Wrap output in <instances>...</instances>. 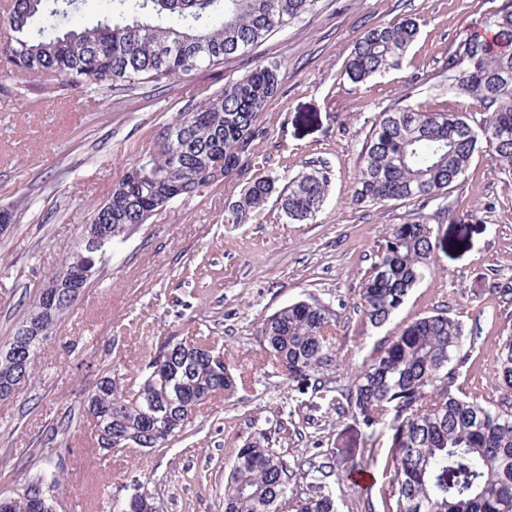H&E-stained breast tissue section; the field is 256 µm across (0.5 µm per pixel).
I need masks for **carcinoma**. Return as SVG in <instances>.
Here are the masks:
<instances>
[{"mask_svg": "<svg viewBox=\"0 0 512 512\" xmlns=\"http://www.w3.org/2000/svg\"><path fill=\"white\" fill-rule=\"evenodd\" d=\"M96 26L66 27L77 0H14L0 48L29 77L52 73L67 88L124 93L173 79H191L202 69L250 56L269 36L313 12L319 0H106ZM496 45L461 40L448 58V87L480 101L489 117L476 132L469 120L450 112L389 108L381 113L363 148L356 200L372 205L415 201L424 207L448 199L464 175L480 141L495 151L499 168L512 178V0L487 19ZM418 34L417 23L373 24L356 42L347 62L349 79L360 84L399 67ZM279 89L278 67L262 61L239 80L203 101L187 104L163 129L156 148L143 154L85 221L109 230L113 224H145L173 203L194 196L212 182V157L224 154V173L237 169L262 134L255 121ZM323 171L303 173L282 184L277 178L254 181L232 204L244 221L276 197L291 221L319 211L328 188ZM138 191H131L132 186ZM433 229L417 213L384 233L378 260L370 268L356 308L373 325L385 324L428 269ZM67 309L49 315L42 337L28 344L36 353ZM333 309L317 300L284 306L260 326L266 350L288 376L321 377L335 365L341 349L330 328ZM463 325L446 313L405 326L376 357L364 363L346 388L347 408L362 417L370 435H386L395 486L387 512H512V410L491 409L452 392L448 365L465 346ZM175 337L165 338L147 364L140 388L130 390L112 371L88 395L86 409L95 431L112 435V449L166 448L191 420L167 418L171 400L192 401L207 394H231L236 378L228 365H216L205 352L179 359ZM10 345L0 347V384L11 378ZM496 367L512 388V330L499 345ZM152 408L168 424L156 439L146 433L144 413ZM331 462L311 459L288 464L274 448L254 441L238 449L224 483V512H337L324 478ZM53 474L31 477L20 495L0 512H34L29 491L52 492ZM138 504L112 498L106 512H157L148 496Z\"/></svg>", "mask_w": 512, "mask_h": 512, "instance_id": "carcinoma-1", "label": "carcinoma"}]
</instances>
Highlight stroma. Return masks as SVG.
<instances>
[{"label": "stroma", "instance_id": "obj_1", "mask_svg": "<svg viewBox=\"0 0 512 512\" xmlns=\"http://www.w3.org/2000/svg\"><path fill=\"white\" fill-rule=\"evenodd\" d=\"M503 0H320L317 10L254 53L278 64L281 88L258 116L264 134L224 180L202 187L144 224H133L112 261L83 290L30 365L15 396L0 402V494L29 476L55 474L56 512H103L110 497L149 494L161 512H223L224 481L238 448L254 439L288 459L328 455L338 512H384L392 485L389 440L371 438L359 414L337 407L363 362L409 322L445 312L468 339L454 360L455 387L488 406L512 407L496 356L512 329V179L480 147L434 217L433 263L392 319L373 326L356 311L359 290L383 234L416 213L415 202L356 203L362 147L392 106L450 110L481 126L485 112L448 88V59L463 37L488 33ZM415 18L419 33L399 68L364 83L346 75L348 57L374 23ZM249 61L199 72L157 92L124 95L82 88L45 97L41 79L19 76L0 50V209L17 221L0 232V344L26 318L37 288L75 249L80 223L149 148L185 104L236 81ZM320 169L330 177L313 220H288L275 201L245 222L231 205L249 183ZM315 299L336 313L345 350L320 391L288 376L265 353L259 328L276 309ZM208 339L242 377L232 398L200 408L169 447L123 449L95 467L93 422L84 399L103 370L138 385L158 342ZM367 474L353 482L356 472Z\"/></svg>", "mask_w": 512, "mask_h": 512}]
</instances>
